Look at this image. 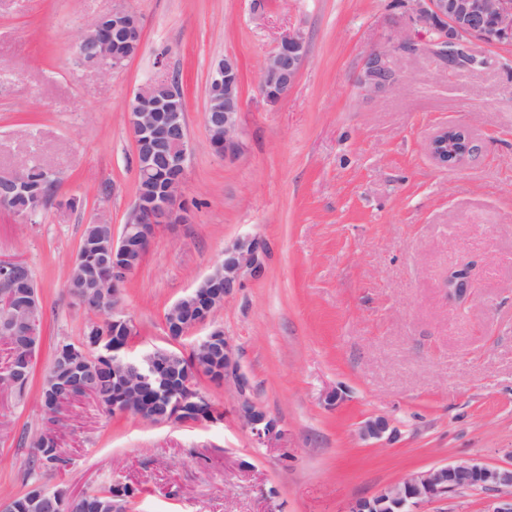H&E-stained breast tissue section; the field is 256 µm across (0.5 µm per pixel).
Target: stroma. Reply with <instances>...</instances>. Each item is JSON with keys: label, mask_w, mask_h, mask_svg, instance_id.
<instances>
[{"label": "stroma", "mask_w": 512, "mask_h": 512, "mask_svg": "<svg viewBox=\"0 0 512 512\" xmlns=\"http://www.w3.org/2000/svg\"><path fill=\"white\" fill-rule=\"evenodd\" d=\"M142 19L139 52L104 76L76 44L118 7ZM306 56L288 97L258 87L280 37ZM407 33L411 51L397 50ZM407 28L397 0H0V172L56 171V204L29 223L0 210V258L27 263L44 307L25 398L0 387V506L30 485L39 435L55 436L66 468L48 490L82 494L118 480L126 512H343L411 472L512 464V48L477 42L495 65L449 71ZM388 53L396 87L364 93V56ZM242 74V149L209 144L204 107L212 64ZM177 75L191 142L190 220L163 224L122 290L134 354L190 352L205 334L171 339L165 313L238 239L266 248L262 278H245L215 317L287 436L256 446L237 420L232 384L199 378L220 411L211 422L153 424L80 399L48 420L38 395L62 342L89 320L65 290L89 222L120 237L136 187L127 106L151 79ZM467 126L479 151L437 164L441 127ZM470 267L475 288L452 299L441 276ZM337 391L338 401L327 399ZM389 418L396 438L363 440ZM496 493L464 490L417 512H492ZM360 435L365 439H393L397 430L392 426L391 421L384 416H377L367 420L360 429Z\"/></svg>", "instance_id": "obj_1"}]
</instances>
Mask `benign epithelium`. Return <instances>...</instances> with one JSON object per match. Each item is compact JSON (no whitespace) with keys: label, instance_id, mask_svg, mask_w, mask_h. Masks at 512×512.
<instances>
[{"label":"benign epithelium","instance_id":"7a95c632","mask_svg":"<svg viewBox=\"0 0 512 512\" xmlns=\"http://www.w3.org/2000/svg\"><path fill=\"white\" fill-rule=\"evenodd\" d=\"M408 25L431 29L439 25L440 37L434 50L448 59L454 72L459 61L470 54L475 40L490 46H512V0H401ZM143 26L139 15L130 8H117L103 14L80 37L84 55L77 60L109 75L121 68L141 47ZM305 54V39L299 32L284 35L266 57L259 94L274 105L288 96L294 87ZM396 84L395 71L386 62L385 52L375 49L364 60L361 87L375 93ZM208 85L224 88V96L206 95L205 124L223 132L213 146L216 154L235 158L241 148L240 112H242L241 73L238 61L226 56L213 67ZM181 90L170 79L146 82L133 95L128 107L129 128L135 145L136 165L148 166L159 155L171 157L175 174L166 181L140 180L119 239L112 241V323L133 329L131 320L117 306L121 288L138 265L132 256L147 252L156 228L161 224H181L189 220L184 201L186 164L191 146L185 111L178 103ZM473 145L471 130L464 125L440 129L431 139L429 150L434 160L446 167H457L469 159ZM266 254L257 238H243L224 249L221 261L192 289L185 299L194 302L204 296L207 309L186 323L167 322L168 336L183 337L199 326L210 327L197 343L206 352H224V370L210 378L213 383L233 382L238 395L236 413L258 445H268L283 438L279 421L251 396V382L234 359L233 345L224 330L215 326L214 315L224 306L245 277L259 278L265 271ZM128 347L112 344V379L121 381V404L114 412L144 418L143 409L134 406L145 387H154L165 400L166 416L162 423H183L184 408L191 402L178 395L153 364L154 353L140 355V368L124 367ZM365 439H393L397 430L384 416L367 420L360 429ZM486 489L504 493L493 512H512V466L488 467L479 463L442 465L408 475L369 498L356 499L344 512H415L427 501L448 498L467 489Z\"/></svg>","mask_w":512,"mask_h":512}]
</instances>
